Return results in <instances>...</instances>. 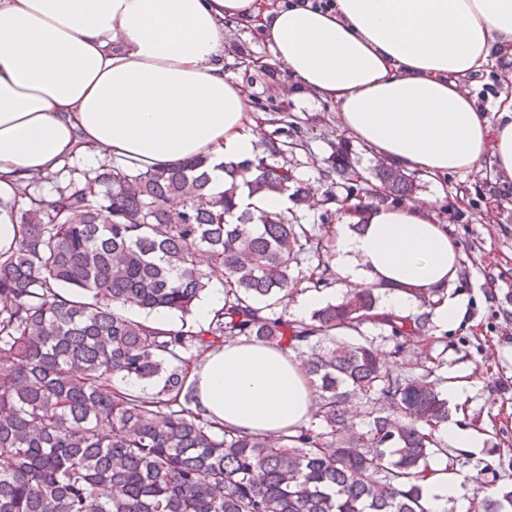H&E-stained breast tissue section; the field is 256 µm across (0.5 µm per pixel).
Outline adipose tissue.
I'll use <instances>...</instances> for the list:
<instances>
[{
  "label": "adipose tissue",
  "mask_w": 512,
  "mask_h": 512,
  "mask_svg": "<svg viewBox=\"0 0 512 512\" xmlns=\"http://www.w3.org/2000/svg\"><path fill=\"white\" fill-rule=\"evenodd\" d=\"M234 19L376 153L433 179L487 158L512 176V96L492 120L462 83L512 47V0H0V198L75 157L251 158L261 118L222 59ZM330 250L339 290L376 287L379 313L397 316L464 261L430 202L336 224ZM187 383L206 419L247 434L294 433L315 409L300 355L242 339L199 355ZM420 488L445 512L459 479L432 463Z\"/></svg>",
  "instance_id": "obj_1"
}]
</instances>
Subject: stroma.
<instances>
[{
  "instance_id": "1",
  "label": "stroma",
  "mask_w": 512,
  "mask_h": 512,
  "mask_svg": "<svg viewBox=\"0 0 512 512\" xmlns=\"http://www.w3.org/2000/svg\"><path fill=\"white\" fill-rule=\"evenodd\" d=\"M223 56L225 72L240 80L250 105L270 103L284 113V122L266 124L263 136L284 141L295 133L303 139L290 166L315 196L333 189L325 171L338 144H348L361 174L377 164L379 154L345 133L333 103L299 89L253 22L225 21ZM416 180L413 202L441 206L439 219L451 227L464 255L448 294L459 300L468 327L448 329L443 346L410 342L403 362L410 367L442 357L438 373L450 393L449 422L485 435L478 451L452 448L447 455L464 478L460 494L468 504L477 495L512 490V194L499 192V176L488 160L471 173L437 181L420 174ZM475 473L482 479L477 488L466 481Z\"/></svg>"
}]
</instances>
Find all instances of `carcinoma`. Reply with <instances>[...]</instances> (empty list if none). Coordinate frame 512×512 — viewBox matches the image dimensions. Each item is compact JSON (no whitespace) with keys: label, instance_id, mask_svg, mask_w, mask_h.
Segmentation results:
<instances>
[{"label":"carcinoma","instance_id":"cac0c4a2","mask_svg":"<svg viewBox=\"0 0 512 512\" xmlns=\"http://www.w3.org/2000/svg\"><path fill=\"white\" fill-rule=\"evenodd\" d=\"M284 146L273 136L261 157L224 166L221 189L207 161L191 159L103 164L51 203L29 184L0 200L21 226L16 249L0 253V512H430L418 481L445 450L434 431L448 423V398L439 365L403 369L397 358L425 335L443 290L419 296L408 317H375L379 292L365 287L288 320L298 286L328 290L336 276L327 237L299 221L309 188L279 163ZM331 168L360 224L364 199L398 204L416 190L392 164L353 175L343 147ZM243 188L295 209L240 211ZM218 275L224 305L205 328L128 315L186 316ZM240 338L306 355L309 426L247 435L192 408L188 363ZM116 379L155 388L133 393ZM351 398L366 400L361 433ZM508 506L512 491L473 512Z\"/></svg>","mask_w":512,"mask_h":512}]
</instances>
